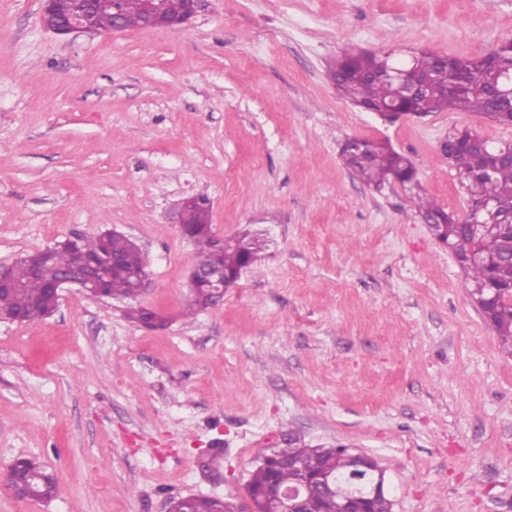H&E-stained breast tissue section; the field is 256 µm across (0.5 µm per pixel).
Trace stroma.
<instances>
[{
    "mask_svg": "<svg viewBox=\"0 0 512 512\" xmlns=\"http://www.w3.org/2000/svg\"><path fill=\"white\" fill-rule=\"evenodd\" d=\"M42 13L0 0V263L117 229L148 266L139 305L169 324L71 291L37 325L0 320V471L30 454L58 477L47 503L0 488V512L239 503L291 437L373 456L392 512H512V356L409 194L340 156L353 136L389 142L461 216L449 132L512 128L477 112L390 125L328 76L353 48L481 56L512 41V0H200L178 29L76 37ZM192 196L216 234L268 244L190 317L198 248L174 218Z\"/></svg>",
    "mask_w": 512,
    "mask_h": 512,
    "instance_id": "35a3bbf8",
    "label": "stroma"
}]
</instances>
